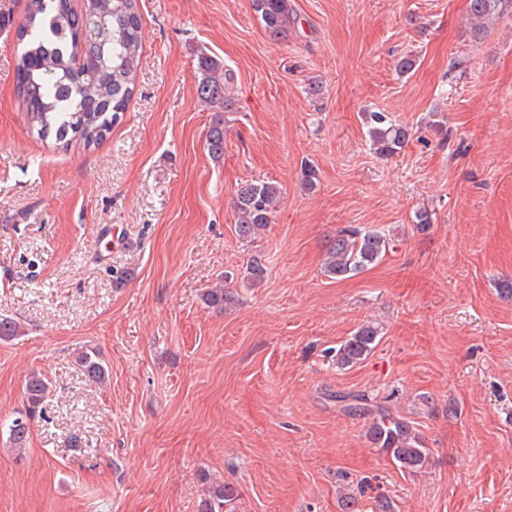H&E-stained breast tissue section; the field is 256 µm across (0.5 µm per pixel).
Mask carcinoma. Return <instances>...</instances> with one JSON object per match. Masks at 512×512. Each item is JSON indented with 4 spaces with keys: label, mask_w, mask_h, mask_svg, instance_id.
Instances as JSON below:
<instances>
[{
    "label": "carcinoma",
    "mask_w": 512,
    "mask_h": 512,
    "mask_svg": "<svg viewBox=\"0 0 512 512\" xmlns=\"http://www.w3.org/2000/svg\"><path fill=\"white\" fill-rule=\"evenodd\" d=\"M252 8L266 33L274 39L288 36L296 25L291 0H252ZM512 9V0H469L474 43L482 42L492 19ZM23 45L16 66V90L22 100L29 126L44 135L85 147L101 141L120 113L130 105L140 63L141 18L138 0H28L25 20L16 30ZM198 95L210 108L226 109L233 75L218 60L198 57ZM369 141L377 154H396L409 137L408 129L393 123L384 112L363 113ZM206 146L215 159L224 157V118L215 115L206 135ZM281 200V189L262 179L239 183L233 196L235 232L253 241L272 223ZM392 238L370 227H344L324 248L322 270L337 281L362 273L378 263L389 251ZM203 300L210 307L224 309L232 296L221 286L208 289ZM22 333L21 323L0 317V340ZM381 340V327L372 321L356 328L333 351L332 364L338 370L352 368L369 357ZM86 377L97 385L109 379L97 352L85 350L77 357ZM49 392L48 380L32 374L25 385L27 408L12 421L9 430L14 447L26 446L29 421L43 413ZM340 410L349 416L368 419L366 437L400 467L416 474L429 462V448L419 431L406 418L394 415L385 405L365 395L338 394ZM237 490L226 483L213 489L201 512H234Z\"/></svg>",
    "instance_id": "cac0c4a2"
}]
</instances>
